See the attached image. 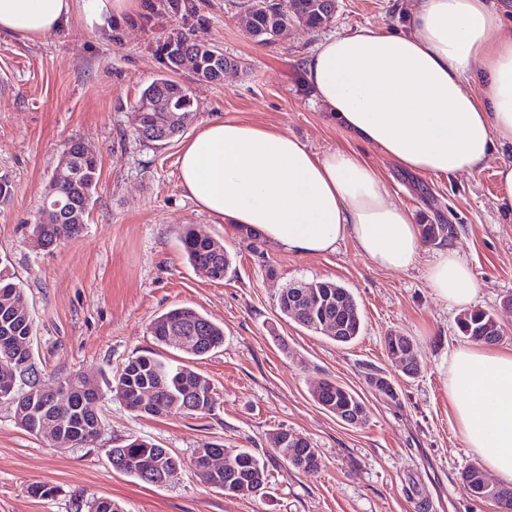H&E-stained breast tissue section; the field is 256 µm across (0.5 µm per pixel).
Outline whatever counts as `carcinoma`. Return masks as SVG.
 Masks as SVG:
<instances>
[{
    "mask_svg": "<svg viewBox=\"0 0 512 512\" xmlns=\"http://www.w3.org/2000/svg\"><path fill=\"white\" fill-rule=\"evenodd\" d=\"M335 13L336 0H284L282 4L276 0H249L245 22L257 43L272 46L277 44L289 26L302 23L312 29L320 28L329 23ZM166 58L168 70L185 72L206 82L222 83L241 69L239 61L188 35L177 39L174 49L167 51ZM137 111L143 115L144 123L143 131L136 133V136L147 146H157L169 141L182 132L196 115L194 99L188 89L166 75L155 79L142 91L137 102ZM63 155L69 157V164L76 170V179L56 185L51 200L61 203V206L50 210L49 223L34 225V236L39 239L61 241L79 236L99 180L98 161L93 156L84 155L81 143H71ZM449 233L448 224L422 225L423 238L428 242L446 239ZM180 241L191 265L210 264L216 271L215 279H224L232 259L224 250L222 242L212 237L200 236L190 225L184 227ZM316 285L328 299L327 315L337 319L342 326V335L333 336L331 340L338 344L353 342L360 335L363 326L354 296L348 289L334 282L318 281ZM294 292L295 285L292 284L279 296L278 306L284 316L288 315V300L294 297ZM320 318L321 311L306 303L302 309L290 316L295 323L314 332L319 331ZM458 327L465 337L474 341L496 343L501 339L497 320L484 310L464 312L459 317ZM176 330L189 337L192 348L186 350V353L190 355L204 356L219 349L224 343V330L190 307L169 309L150 324V333L160 344H168V336ZM31 335L33 323L23 288L11 275L0 269V338ZM412 345L413 341L408 336L391 333L385 337V349L390 357ZM0 366L30 375L27 382L21 379L17 381V385L26 386L30 393L23 398L20 408L15 410V419L27 431L39 432L42 420V415L37 413L40 393L33 390V385L40 376L35 370L32 354L0 341ZM123 386L131 391L151 388L157 392L159 403L156 409L147 412L149 416L171 413L206 415L215 408L214 389L209 379L184 364H176L153 354L138 355L128 360L115 379L114 393H120ZM314 398L331 403L329 410L332 412L336 411L337 405L350 403L353 409H361L363 417L360 421L366 420L367 408L364 400L339 384L326 382L320 385L314 391ZM49 413L65 429L74 425L76 412L70 405L52 407ZM145 445V441L135 440L122 447L113 448L111 454L116 463L112 464V468L150 485L152 481L142 476L135 463V456ZM226 454L232 462V468L220 474L201 475L204 483L220 490L230 483L235 486L236 496H252L266 488L267 461L246 448L228 449ZM317 456L318 451L313 444L297 434L283 447L274 449L273 460L299 470L313 462ZM481 474V468L473 465L460 475V484L471 497H481ZM493 491L492 501L512 512V486L498 485Z\"/></svg>",
    "mask_w": 512,
    "mask_h": 512,
    "instance_id": "cac0c4a2",
    "label": "carcinoma"
}]
</instances>
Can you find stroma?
<instances>
[{
    "label": "stroma",
    "mask_w": 512,
    "mask_h": 512,
    "mask_svg": "<svg viewBox=\"0 0 512 512\" xmlns=\"http://www.w3.org/2000/svg\"><path fill=\"white\" fill-rule=\"evenodd\" d=\"M243 3L188 0V9L142 24L122 20L108 33L75 20L35 40L0 33V175L14 185L0 206V265L25 292L42 383L89 377L102 420L94 442L58 448L21 428L13 404L0 401V512H87L103 497L121 512H499L493 501L467 495L459 481L476 459L448 400V359L469 340L458 329L459 310L439 301L426 279L437 243H423L418 264L406 271L374 265L349 240L325 255L277 249L186 198L178 156L213 118L286 131L317 153L355 151L417 223L452 225L447 244L474 273L475 306L495 315L502 346L512 347V214L497 200L496 176L500 165L512 163V148L470 172L411 175L352 140L312 98L304 64L320 41L360 28H397L416 0H337L327 25H294L273 46L248 33ZM181 33L215 45L242 68L223 84L177 74L196 115L165 145L147 147L134 135L136 105L165 72L157 47ZM74 141L99 162L93 205L78 237L42 249L32 242L33 226ZM187 224L232 254L223 280L189 264L180 242ZM296 281L347 288L361 311L360 336L340 345L284 317L278 298ZM178 305L221 325L223 347L189 359L157 344L151 321ZM390 333L412 338L417 375L392 365L385 351ZM149 352L206 376L215 391L212 414L141 415L118 400L115 377L129 359ZM372 372L390 380L397 400L371 388ZM325 381L364 399V424H347L314 400ZM281 430L314 443L316 473L273 463L266 494L238 497L208 487L190 464L195 449L211 444L270 454L269 438ZM135 439L171 449L182 467L158 485L115 472L111 448ZM37 484L54 487V494L34 496Z\"/></svg>",
    "instance_id": "35a3bbf8"
}]
</instances>
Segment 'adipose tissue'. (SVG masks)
Segmentation results:
<instances>
[{
  "instance_id": "1",
  "label": "adipose tissue",
  "mask_w": 512,
  "mask_h": 512,
  "mask_svg": "<svg viewBox=\"0 0 512 512\" xmlns=\"http://www.w3.org/2000/svg\"><path fill=\"white\" fill-rule=\"evenodd\" d=\"M137 0H0V32L40 38L70 18L110 29ZM307 87L353 139L421 175L481 166L512 145V0H418L404 30L328 37L308 56ZM180 187L203 211L298 255L353 240L376 266L414 267L421 231L356 153L318 154L297 137L213 119L181 147ZM427 280L447 307L474 304L473 273L439 249ZM448 400L464 445L512 484V349L472 345L448 365Z\"/></svg>"
}]
</instances>
